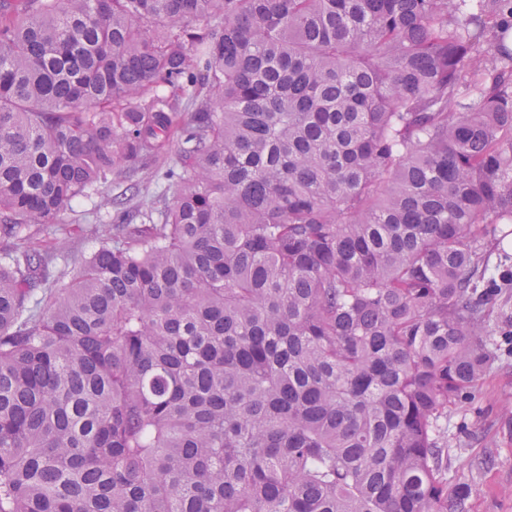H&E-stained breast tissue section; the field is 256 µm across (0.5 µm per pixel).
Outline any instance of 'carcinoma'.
Returning a JSON list of instances; mask_svg holds the SVG:
<instances>
[{
    "label": "carcinoma",
    "mask_w": 512,
    "mask_h": 512,
    "mask_svg": "<svg viewBox=\"0 0 512 512\" xmlns=\"http://www.w3.org/2000/svg\"><path fill=\"white\" fill-rule=\"evenodd\" d=\"M511 37L512 0H0V237L126 182L89 258L0 265V512H466Z\"/></svg>",
    "instance_id": "obj_1"
}]
</instances>
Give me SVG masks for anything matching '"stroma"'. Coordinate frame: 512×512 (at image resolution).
Listing matches in <instances>:
<instances>
[{"label":"stroma","mask_w":512,"mask_h":512,"mask_svg":"<svg viewBox=\"0 0 512 512\" xmlns=\"http://www.w3.org/2000/svg\"><path fill=\"white\" fill-rule=\"evenodd\" d=\"M123 186L118 180L73 201L60 214L59 228L38 226L35 235L69 263L88 258L98 247L92 226L112 221L100 201ZM488 329L498 336L499 356L472 399L448 412V488L468 490L467 512H512V288L503 289Z\"/></svg>","instance_id":"35a3bbf8"}]
</instances>
